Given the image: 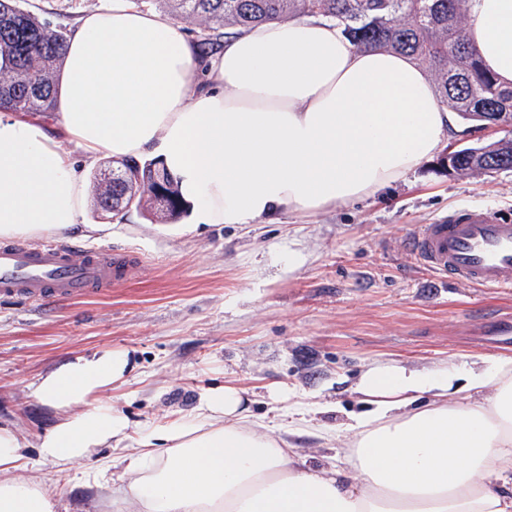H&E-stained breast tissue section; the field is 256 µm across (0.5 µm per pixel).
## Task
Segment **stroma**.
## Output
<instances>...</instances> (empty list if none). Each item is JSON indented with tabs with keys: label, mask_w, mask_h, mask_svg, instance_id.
I'll list each match as a JSON object with an SVG mask.
<instances>
[{
	"label": "stroma",
	"mask_w": 512,
	"mask_h": 512,
	"mask_svg": "<svg viewBox=\"0 0 512 512\" xmlns=\"http://www.w3.org/2000/svg\"><path fill=\"white\" fill-rule=\"evenodd\" d=\"M107 0H28L51 25L71 27ZM499 132L466 129L375 196L315 213L283 210L252 224L192 228L137 209L121 218L87 205L62 243L136 257L140 267L98 294L36 304L0 296V424L16 429L32 476L60 512H121L93 475L116 448L96 449L66 470L41 463L40 436L57 422L37 401L39 376L83 355L126 351L132 368L101 394L126 416L127 448L142 434L193 414L202 393L244 389L264 422L287 428L289 394L315 412L294 437L309 462L335 457L361 403L354 384L376 359L434 368L474 353L502 354L491 320L512 309L495 293L439 279L404 249L418 225L466 206L512 213V171L457 175L440 165L451 148Z\"/></svg>",
	"instance_id": "obj_1"
}]
</instances>
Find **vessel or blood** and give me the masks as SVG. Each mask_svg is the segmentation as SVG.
Here are the masks:
<instances>
[{
  "instance_id": "b4317fda",
  "label": "vessel or blood",
  "mask_w": 512,
  "mask_h": 512,
  "mask_svg": "<svg viewBox=\"0 0 512 512\" xmlns=\"http://www.w3.org/2000/svg\"><path fill=\"white\" fill-rule=\"evenodd\" d=\"M407 249L416 262L460 285L512 288V215L500 210L449 211L419 225ZM136 270L131 260L108 250L0 243V296H23L34 303L84 296L130 279Z\"/></svg>"
}]
</instances>
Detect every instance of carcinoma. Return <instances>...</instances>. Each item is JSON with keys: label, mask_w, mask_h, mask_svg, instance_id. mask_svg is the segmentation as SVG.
<instances>
[{"label": "carcinoma", "mask_w": 512, "mask_h": 512, "mask_svg": "<svg viewBox=\"0 0 512 512\" xmlns=\"http://www.w3.org/2000/svg\"><path fill=\"white\" fill-rule=\"evenodd\" d=\"M461 0H136L185 23H200L202 45L270 20L314 16L334 19L360 50L388 48L428 66L437 91L466 124L484 129L512 117V85L479 64L467 40ZM67 30L54 28L25 6L0 0V109L47 113L62 65ZM457 174L512 171V137L462 146L441 159ZM112 193H98L95 209L117 216L135 207L178 219L187 213L176 179L158 160L112 162Z\"/></svg>", "instance_id": "carcinoma-1"}]
</instances>
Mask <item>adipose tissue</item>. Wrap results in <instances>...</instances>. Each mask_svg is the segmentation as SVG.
Wrapping results in <instances>:
<instances>
[{"label": "adipose tissue", "mask_w": 512, "mask_h": 512, "mask_svg": "<svg viewBox=\"0 0 512 512\" xmlns=\"http://www.w3.org/2000/svg\"><path fill=\"white\" fill-rule=\"evenodd\" d=\"M465 33L483 66L512 84V0H468ZM183 29L112 0L71 29L56 76L58 129L0 113V238L80 224L84 182L58 145L86 159L157 157L202 224H251L319 211L403 179L459 126L430 72L391 49H357L335 21L301 17L226 35L197 83ZM129 366L122 351L79 356L32 389L59 422L40 458L66 469L128 437L100 398ZM346 466L296 459L255 421L243 390H207L191 419L141 437L116 460L113 496L135 512H512V356L462 368L372 363L355 387ZM0 426V512H58Z\"/></svg>", "instance_id": "1"}]
</instances>
